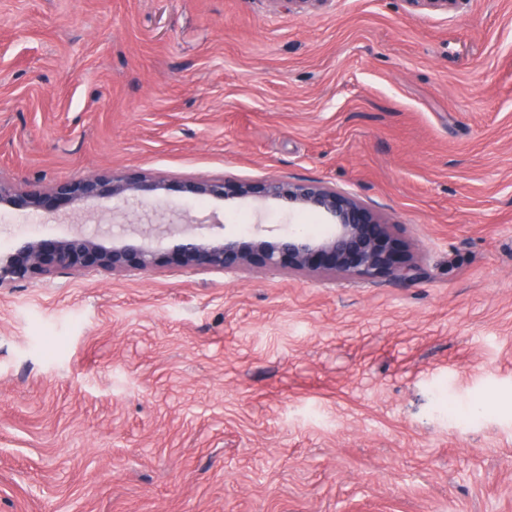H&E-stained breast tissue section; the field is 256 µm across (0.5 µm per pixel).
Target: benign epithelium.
<instances>
[{
    "instance_id": "benign-epithelium-1",
    "label": "benign epithelium",
    "mask_w": 512,
    "mask_h": 512,
    "mask_svg": "<svg viewBox=\"0 0 512 512\" xmlns=\"http://www.w3.org/2000/svg\"><path fill=\"white\" fill-rule=\"evenodd\" d=\"M458 0H407L414 9L446 12ZM149 192H171L189 200L239 199L276 201L290 211L312 210L327 216L331 234L321 239L292 233L279 238L255 235L248 240L215 238L188 232L185 242L168 254L140 244L108 243L75 233L64 238H37L0 256V288L60 272H148L160 267L236 272L273 269L288 273H332L368 278L414 279L419 266L406 244L379 215L355 196L318 181L268 178H188L169 181L146 174L112 171L59 182L47 191L0 182V205L54 213L85 201H128Z\"/></svg>"
}]
</instances>
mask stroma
<instances>
[{
	"label": "stroma",
	"instance_id": "obj_1",
	"mask_svg": "<svg viewBox=\"0 0 512 512\" xmlns=\"http://www.w3.org/2000/svg\"><path fill=\"white\" fill-rule=\"evenodd\" d=\"M315 180L417 279L56 274L0 288V512H512V0H0V181ZM325 236L254 204L0 208V253L142 214ZM486 405L460 424L443 403Z\"/></svg>",
	"mask_w": 512,
	"mask_h": 512
}]
</instances>
